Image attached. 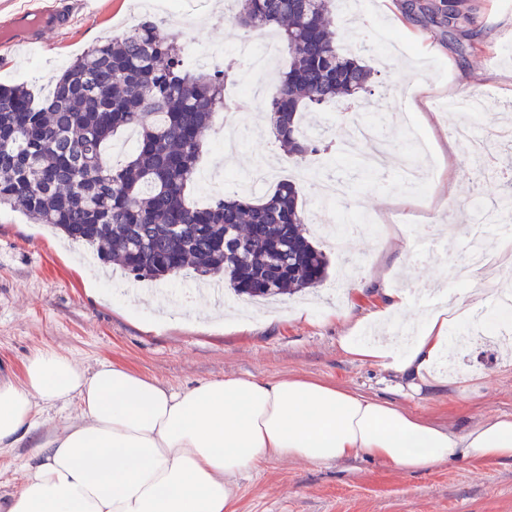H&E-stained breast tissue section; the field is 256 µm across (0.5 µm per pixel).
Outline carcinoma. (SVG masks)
Instances as JSON below:
<instances>
[{"mask_svg": "<svg viewBox=\"0 0 512 512\" xmlns=\"http://www.w3.org/2000/svg\"><path fill=\"white\" fill-rule=\"evenodd\" d=\"M229 17L246 31L272 30L288 55L262 106L287 157L319 142L301 130L302 113L374 95L375 71L336 43L334 0H233ZM410 10L454 28L471 23L466 0H426ZM236 61L210 70L184 65L183 48L151 15L98 43L50 80L41 98L24 85H0V209L47 224L118 262L135 279L164 280L191 267L222 275L238 295L270 298L312 288L327 260L306 235L298 190L187 202L202 136L229 103L224 82ZM138 132L120 165L107 159L120 130Z\"/></svg>", "mask_w": 512, "mask_h": 512, "instance_id": "1", "label": "carcinoma"}]
</instances>
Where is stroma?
Instances as JSON below:
<instances>
[{
	"mask_svg": "<svg viewBox=\"0 0 512 512\" xmlns=\"http://www.w3.org/2000/svg\"><path fill=\"white\" fill-rule=\"evenodd\" d=\"M71 23L44 43L0 49V82L39 89L102 39L129 30L144 11L161 14L150 0H57ZM475 23L457 34L396 14L406 0H335L336 41L377 70L387 90V133L425 135L437 163L428 186L404 177L397 149L372 178L358 179L349 160L323 175L349 181L350 209L368 217L366 230L337 242L345 217L315 204L318 187L298 183L307 233L328 260L326 280L268 302L225 291L222 305L202 296L195 276L153 284L126 279L122 297L102 285L95 252L72 243L22 213L0 210V371L19 372L40 348L68 356L79 368L109 362L179 389L228 375L307 376L406 407L440 425L463 418L512 415V346L472 343L444 383L412 390L383 367L345 354L340 339L356 321L383 307L385 289L406 288L399 320L417 323L433 285L448 298L462 295L456 264L471 238V194L486 166L503 176L486 186L488 200L512 192V139L492 144L488 155L471 153L450 136L466 124L475 135L512 125V0H468ZM178 25L160 30L180 43L202 41L230 51L242 30L219 19L204 0H184ZM394 37L375 53L373 31ZM232 119L243 145L232 161L215 153L220 120L209 127L198 160L199 175L187 198L202 205L216 196L208 173H248L261 156L282 153L260 104L235 98ZM76 413L75 405L42 412L28 440L0 451V486L21 485L31 462L30 442L47 438ZM233 512H512V459L443 463L416 474L397 472L362 458L316 465L271 459L240 481Z\"/></svg>",
	"mask_w": 512,
	"mask_h": 512,
	"instance_id": "1",
	"label": "stroma"
}]
</instances>
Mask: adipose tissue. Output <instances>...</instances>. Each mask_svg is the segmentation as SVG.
<instances>
[{"instance_id":"ef3b65f1","label":"adipose tissue","mask_w":512,"mask_h":512,"mask_svg":"<svg viewBox=\"0 0 512 512\" xmlns=\"http://www.w3.org/2000/svg\"><path fill=\"white\" fill-rule=\"evenodd\" d=\"M478 300L440 303L402 346L344 336L342 351L408 379L441 381L448 327ZM76 404L78 422L34 443L36 462L0 512H231L239 479L272 458L331 464L364 458L395 470L512 459V417L453 430L386 400L309 377L227 376L174 390L128 368L75 366L49 348L0 375V449L16 447L38 411Z\"/></svg>"}]
</instances>
